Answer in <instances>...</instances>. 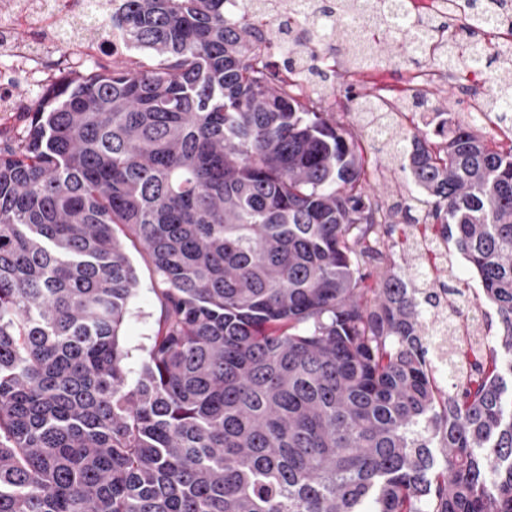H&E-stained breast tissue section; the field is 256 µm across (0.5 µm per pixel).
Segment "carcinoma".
<instances>
[{
    "instance_id": "1",
    "label": "carcinoma",
    "mask_w": 512,
    "mask_h": 512,
    "mask_svg": "<svg viewBox=\"0 0 512 512\" xmlns=\"http://www.w3.org/2000/svg\"><path fill=\"white\" fill-rule=\"evenodd\" d=\"M224 2L112 0L94 27L140 58L61 77L0 148V512H512V146L446 118L439 142L397 135L501 323L481 381L443 394L434 292L365 269L390 213L359 135ZM262 9L298 34L284 70L309 76L359 22L335 3L315 33L298 4ZM385 31L409 51L426 33L416 53L450 71L512 56L459 50L429 16ZM490 111L512 123V93ZM127 238L163 284L132 384Z\"/></svg>"
}]
</instances>
